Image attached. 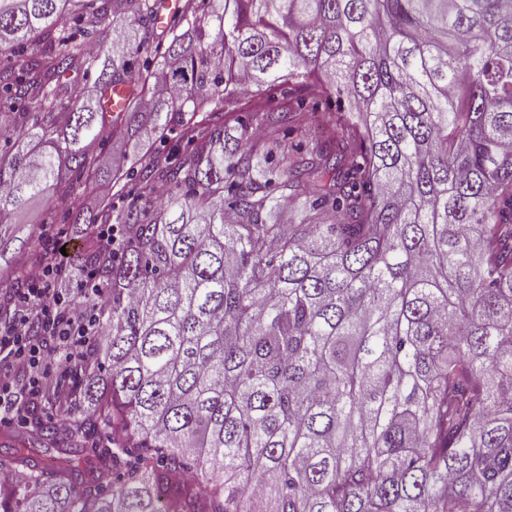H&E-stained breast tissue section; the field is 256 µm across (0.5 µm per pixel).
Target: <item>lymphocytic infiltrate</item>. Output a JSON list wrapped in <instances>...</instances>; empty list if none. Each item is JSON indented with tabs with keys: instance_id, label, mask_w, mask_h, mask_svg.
<instances>
[{
	"instance_id": "lymphocytic-infiltrate-1",
	"label": "lymphocytic infiltrate",
	"mask_w": 512,
	"mask_h": 512,
	"mask_svg": "<svg viewBox=\"0 0 512 512\" xmlns=\"http://www.w3.org/2000/svg\"><path fill=\"white\" fill-rule=\"evenodd\" d=\"M41 260L26 268L23 285L0 288V424L25 422L39 401L50 420L62 423L74 402V367L95 339L99 308L93 289L64 288L71 270L47 243Z\"/></svg>"
}]
</instances>
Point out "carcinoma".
<instances>
[{"label":"carcinoma","mask_w":512,"mask_h":512,"mask_svg":"<svg viewBox=\"0 0 512 512\" xmlns=\"http://www.w3.org/2000/svg\"><path fill=\"white\" fill-rule=\"evenodd\" d=\"M71 4L0 0L27 52L0 71V229L64 175L121 181L105 130L185 145L142 166L154 207L70 214L121 226L117 261L84 251L101 338L40 430L67 464L0 457V512H512V0H185L162 46L157 0H86L76 33ZM109 14L82 100L77 35Z\"/></svg>","instance_id":"cac0c4a2"}]
</instances>
